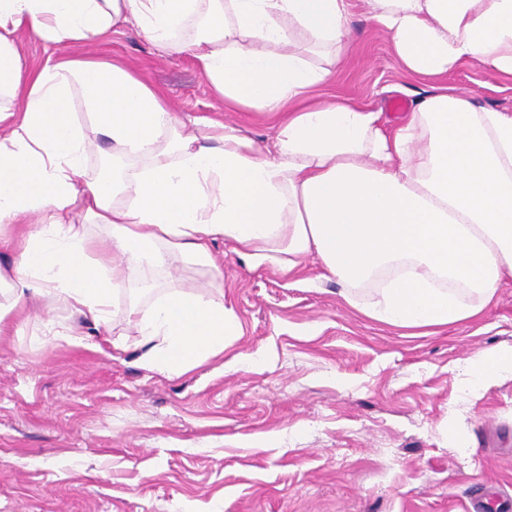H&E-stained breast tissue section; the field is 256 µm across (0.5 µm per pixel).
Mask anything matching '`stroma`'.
<instances>
[{
  "mask_svg": "<svg viewBox=\"0 0 512 512\" xmlns=\"http://www.w3.org/2000/svg\"><path fill=\"white\" fill-rule=\"evenodd\" d=\"M348 26L352 49L318 96L361 102L390 126L429 84L512 114V76L462 65L429 82L396 64L365 0H349ZM18 44L28 69L103 56L181 118L243 119L256 139L274 136L271 121L224 111L189 57L135 28L88 47L28 32ZM212 253L241 334L179 375L143 368L122 318L150 296L123 288L105 324L60 305L14 309L0 328V512H473L483 489L494 512H512V377L468 399L458 370L512 347V279L471 320L403 329L346 303L315 259L285 276L246 270L220 240ZM235 356L245 367L225 370Z\"/></svg>",
  "mask_w": 512,
  "mask_h": 512,
  "instance_id": "35a3bbf8",
  "label": "stroma"
}]
</instances>
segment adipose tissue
Segmentation results:
<instances>
[{"label": "adipose tissue", "mask_w": 512, "mask_h": 512, "mask_svg": "<svg viewBox=\"0 0 512 512\" xmlns=\"http://www.w3.org/2000/svg\"><path fill=\"white\" fill-rule=\"evenodd\" d=\"M366 4L409 73L471 64L512 75V0ZM126 27L189 55L225 111L274 115L272 142L213 118L204 134L185 132L140 75L98 57L37 71L21 62V32L63 48ZM350 36L347 0H0V223L32 227L0 268V321L41 296L107 322L136 273L153 296L124 312L141 365L186 372L222 354L240 325L221 284L161 290L156 277L172 258L214 269L219 239L246 267L284 275L316 256L347 303L400 328L480 314L512 277V115L442 87L391 128L367 106L309 100ZM101 147L112 173L88 175ZM464 373L472 391L512 377V348Z\"/></svg>", "instance_id": "adipose-tissue-1"}]
</instances>
